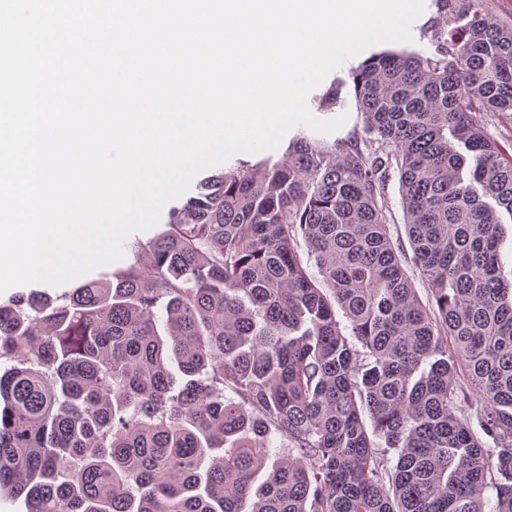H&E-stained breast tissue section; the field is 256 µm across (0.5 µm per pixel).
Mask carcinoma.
I'll return each mask as SVG.
<instances>
[{"label": "carcinoma", "instance_id": "1", "mask_svg": "<svg viewBox=\"0 0 512 512\" xmlns=\"http://www.w3.org/2000/svg\"><path fill=\"white\" fill-rule=\"evenodd\" d=\"M459 20L436 56L352 71L363 135L301 130L276 160L200 179L114 278L0 302V360L19 359L0 372V496L30 512H512V143L473 120L512 112V26L480 0ZM394 174L407 249L388 230ZM471 394L480 435L457 415ZM275 434L288 455L259 483Z\"/></svg>", "mask_w": 512, "mask_h": 512}]
</instances>
